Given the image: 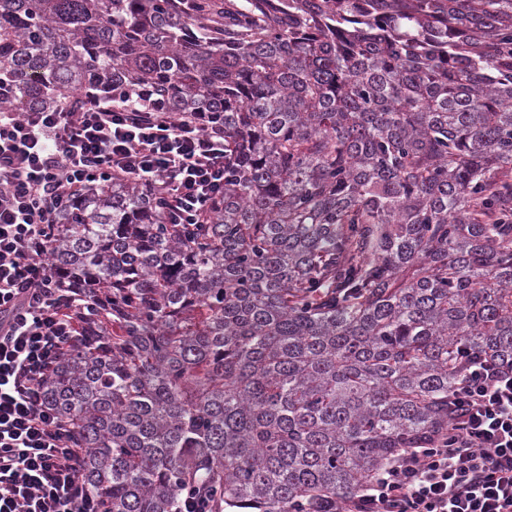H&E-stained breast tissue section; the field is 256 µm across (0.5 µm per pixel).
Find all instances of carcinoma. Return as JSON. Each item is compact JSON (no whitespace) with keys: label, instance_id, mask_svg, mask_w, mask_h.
Listing matches in <instances>:
<instances>
[{"label":"carcinoma","instance_id":"carcinoma-1","mask_svg":"<svg viewBox=\"0 0 512 512\" xmlns=\"http://www.w3.org/2000/svg\"><path fill=\"white\" fill-rule=\"evenodd\" d=\"M99 97L224 129L199 224L98 181L45 242L103 512H313L512 359V0H0V108ZM213 493L211 488L195 486L189 489L183 500L180 512H219L213 510Z\"/></svg>","mask_w":512,"mask_h":512}]
</instances>
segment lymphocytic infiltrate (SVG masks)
Wrapping results in <instances>:
<instances>
[{
    "mask_svg": "<svg viewBox=\"0 0 512 512\" xmlns=\"http://www.w3.org/2000/svg\"><path fill=\"white\" fill-rule=\"evenodd\" d=\"M118 177L161 191L167 223H199L224 195V133L108 98L0 110V512H100L69 428L43 399L87 301L53 278L40 243L90 182ZM451 406L429 446L316 512H512V360L474 357Z\"/></svg>",
    "mask_w": 512,
    "mask_h": 512,
    "instance_id": "lymphocytic-infiltrate-1",
    "label": "lymphocytic infiltrate"
}]
</instances>
